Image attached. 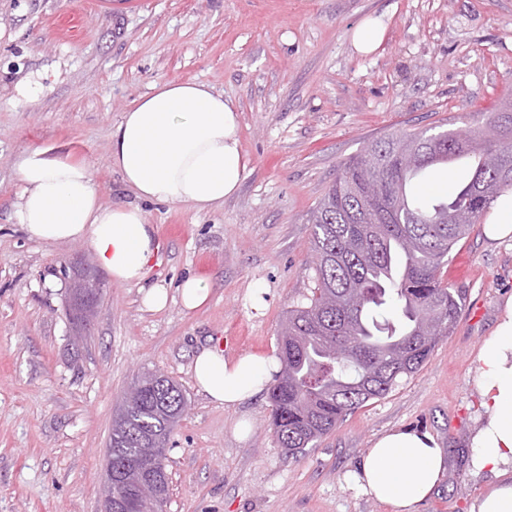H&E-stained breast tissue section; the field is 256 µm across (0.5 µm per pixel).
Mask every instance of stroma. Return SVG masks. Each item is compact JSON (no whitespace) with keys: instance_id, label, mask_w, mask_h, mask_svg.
I'll return each instance as SVG.
<instances>
[{"instance_id":"1","label":"stroma","mask_w":512,"mask_h":512,"mask_svg":"<svg viewBox=\"0 0 512 512\" xmlns=\"http://www.w3.org/2000/svg\"><path fill=\"white\" fill-rule=\"evenodd\" d=\"M373 19L372 54L351 44ZM198 80L234 101L248 167L222 207L145 204L161 248L149 282L205 278L209 301L147 310L139 286L104 277L94 322L72 338L64 264L88 243L37 240L14 218L20 153L89 164L103 204L132 202L110 132L155 84ZM512 92V0H0V512H102L112 416L137 372L172 377L189 409L171 435L164 512H387L352 487L395 426L436 435L448 471L419 512H470L486 482L469 467L479 347L512 298V238L482 224L452 257L466 292L450 336L412 376L291 456L268 393L237 407L195 385L197 345L268 354L314 282L312 213L343 164L392 133L492 108ZM479 317H471V310ZM248 421L240 436L235 428ZM384 38V28L373 21L360 23L353 33L352 42L356 51L370 54L378 49Z\"/></svg>"}]
</instances>
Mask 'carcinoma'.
I'll return each mask as SVG.
<instances>
[{
	"mask_svg": "<svg viewBox=\"0 0 512 512\" xmlns=\"http://www.w3.org/2000/svg\"><path fill=\"white\" fill-rule=\"evenodd\" d=\"M448 128L400 132L349 160L313 215L316 287L288 311L281 369L270 388L274 432L290 454L416 373L456 325L465 302L439 272L455 244L512 191V98ZM461 155L469 178L448 196L415 187ZM137 396L112 419V503L138 501L130 476L142 464L169 495L166 447L186 404L168 376H136Z\"/></svg>",
	"mask_w": 512,
	"mask_h": 512,
	"instance_id": "1",
	"label": "carcinoma"
}]
</instances>
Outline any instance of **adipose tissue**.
<instances>
[{"label":"adipose tissue","mask_w":512,"mask_h":512,"mask_svg":"<svg viewBox=\"0 0 512 512\" xmlns=\"http://www.w3.org/2000/svg\"><path fill=\"white\" fill-rule=\"evenodd\" d=\"M238 129L235 103L211 85H154L123 113L110 135L111 166L134 202L103 204L86 163L41 148L17 160L22 187L14 217L38 240L87 242L114 281L139 286L143 306L162 310L169 302L167 287L147 281L160 245L141 204L186 205L198 212L223 206L238 192L248 167ZM278 369L274 355L250 353L231 360L205 344L196 348L191 364L199 392L227 407L255 397ZM472 385L482 412L470 437V465L488 482L470 512H512V298L478 351ZM447 468L436 435L398 426L373 441L354 482L390 512H418Z\"/></svg>","instance_id":"adipose-tissue-1"}]
</instances>
